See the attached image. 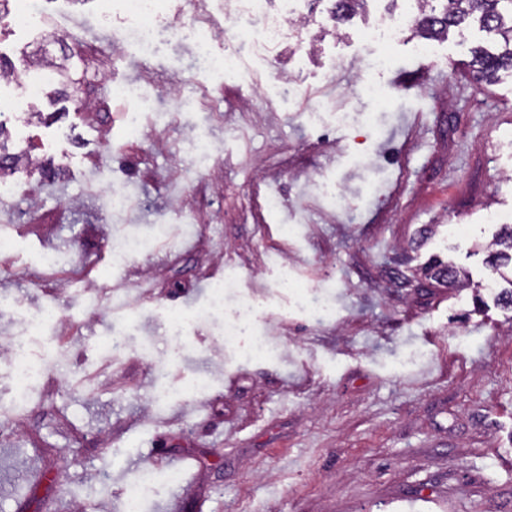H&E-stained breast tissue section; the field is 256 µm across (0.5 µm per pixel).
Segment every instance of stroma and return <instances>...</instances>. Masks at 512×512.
<instances>
[{"label":"stroma","mask_w":512,"mask_h":512,"mask_svg":"<svg viewBox=\"0 0 512 512\" xmlns=\"http://www.w3.org/2000/svg\"><path fill=\"white\" fill-rule=\"evenodd\" d=\"M48 7L82 40L80 86L50 84L37 124L8 128L30 166L0 199V345L23 336L47 372L20 404L0 362V512H122L148 468L179 479L145 512H512V309L482 248L512 213V74L478 84L484 33L388 42L365 32L404 0L342 24L318 0L311 49L239 42L238 69L208 70L165 28L193 11L220 29L224 0H165L147 56L116 47L101 0ZM118 84L142 103L133 140ZM132 237L153 245L121 259ZM436 259L470 288L404 287ZM48 305L62 325L25 330Z\"/></svg>","instance_id":"obj_1"}]
</instances>
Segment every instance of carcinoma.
<instances>
[{"mask_svg":"<svg viewBox=\"0 0 512 512\" xmlns=\"http://www.w3.org/2000/svg\"><path fill=\"white\" fill-rule=\"evenodd\" d=\"M439 2L440 7L433 6ZM331 13L344 22L357 13L367 0H331ZM420 11L418 33L425 38H447L463 24L473 20L479 24L491 47L479 46L473 51L471 66L480 82L492 84L501 71H512V0H417ZM488 260L492 272L506 283L497 294L503 306L512 307V225H503L500 235L490 244ZM424 279L417 281L420 288L435 282L448 289L469 287L468 281L451 263L436 261L423 271Z\"/></svg>","mask_w":512,"mask_h":512,"instance_id":"1","label":"carcinoma"}]
</instances>
